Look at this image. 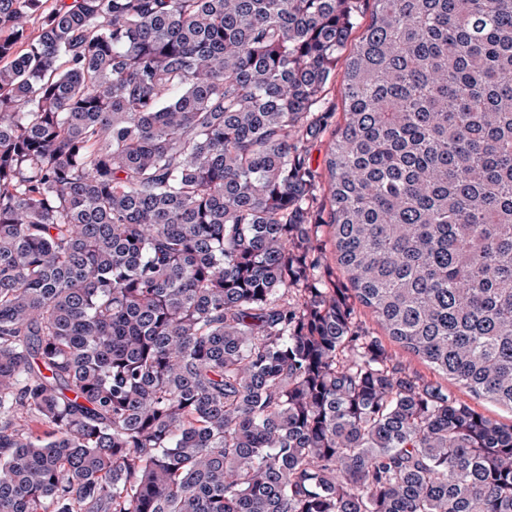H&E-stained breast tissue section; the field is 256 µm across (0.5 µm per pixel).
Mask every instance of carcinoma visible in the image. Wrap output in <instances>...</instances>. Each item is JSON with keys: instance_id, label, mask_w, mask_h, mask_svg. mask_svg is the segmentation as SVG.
Masks as SVG:
<instances>
[{"instance_id": "cac0c4a2", "label": "carcinoma", "mask_w": 512, "mask_h": 512, "mask_svg": "<svg viewBox=\"0 0 512 512\" xmlns=\"http://www.w3.org/2000/svg\"><path fill=\"white\" fill-rule=\"evenodd\" d=\"M47 2L0 0V512H512V425L357 314L512 408V0H375L335 129L358 0ZM344 72L345 66L342 57L336 66L335 81L327 97L330 107L336 112L334 119L336 126L344 123ZM358 314L367 326L381 338L385 346L391 352L396 353L405 364H407L412 370L416 371L421 377L431 381H439L444 386H447L448 390L453 392L460 400L465 401L477 411L490 416L501 423L512 424V411L508 407L487 399L474 398L465 389L458 387L453 380H447L444 376L435 372L429 366L404 353L397 345L389 340L384 331L375 323L374 318L368 309L360 306L358 307Z\"/></svg>"}]
</instances>
